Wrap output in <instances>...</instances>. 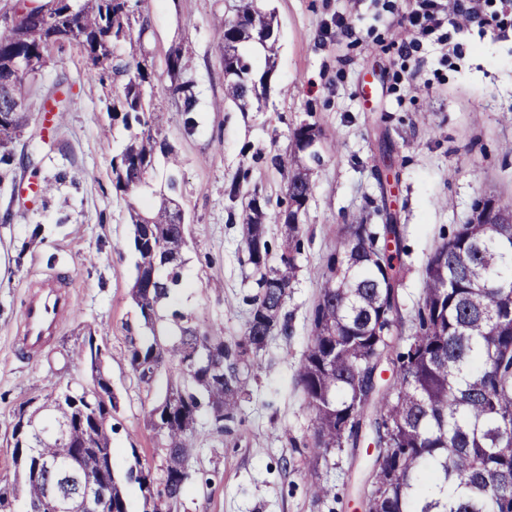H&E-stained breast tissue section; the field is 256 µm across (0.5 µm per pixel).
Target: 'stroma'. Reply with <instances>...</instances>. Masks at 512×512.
I'll use <instances>...</instances> for the list:
<instances>
[{
    "mask_svg": "<svg viewBox=\"0 0 512 512\" xmlns=\"http://www.w3.org/2000/svg\"><path fill=\"white\" fill-rule=\"evenodd\" d=\"M242 0H141L151 18L146 46L155 65L153 102L165 114L163 134L174 148L181 180L175 200L185 217L183 284L172 306L222 329L233 345L246 329L245 296L255 288L226 191L241 171L246 194L268 212L285 205L288 157L297 126L319 127L323 163L301 216L303 247L276 327L251 355L247 386L225 429L207 416L187 460L186 490L169 512H355L371 488L366 446L319 456L309 448L312 414L297 370L311 336L326 259L340 247L344 225L404 229L405 275L399 302L412 323L422 297L425 264L433 249L472 215L474 203L494 195L512 201V33H453L464 57L431 86L394 78L403 34L383 0H267L280 31L279 51L265 107L240 111L224 100L222 48L216 32ZM346 15L358 40L326 39L333 17ZM192 59L189 78L199 93L194 129L166 90L171 47ZM76 43L53 49L45 84L62 82L65 110L55 128L43 122L39 99L11 146L14 161L0 165V482L14 478L12 432L18 409L55 387L85 380L90 370L72 352L95 337L108 354L112 379L113 470L135 458L161 471L164 452L144 422L143 409L166 393L165 377L141 382L127 361V336L138 317L130 298L134 257L128 210L158 206L165 173L151 175L150 193L116 191L112 158L125 137L107 102L120 84L88 78ZM56 182L44 199L32 185ZM69 272L76 313L29 352L20 334L29 287L57 270ZM331 486L325 500L310 487Z\"/></svg>",
    "mask_w": 512,
    "mask_h": 512,
    "instance_id": "stroma-1",
    "label": "stroma"
}]
</instances>
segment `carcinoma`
Masks as SVG:
<instances>
[{"label": "carcinoma", "instance_id": "cac0c4a2", "mask_svg": "<svg viewBox=\"0 0 512 512\" xmlns=\"http://www.w3.org/2000/svg\"><path fill=\"white\" fill-rule=\"evenodd\" d=\"M16 24L0 23V164L10 165L7 148L28 124L26 103L34 96L58 110L59 85L40 84L50 52L73 40L89 61V78L122 83L106 104L121 119L126 140L112 157L113 184L136 192L168 162L162 113L153 103L154 71L148 64L149 16L135 0H46L30 9L14 0ZM223 50L225 99L238 109L266 101L275 67L278 28L274 14L256 0L246 3L218 31ZM264 58L259 68L256 55ZM189 60L178 46L166 59L170 99L187 114L196 111ZM320 129L304 124L293 131L288 202L274 217L281 226L282 254L272 256L266 208L257 196L244 200V172L233 179L228 199L242 208V239L257 293L248 299L250 319L233 354L222 331L201 325L179 309L160 305L182 284V251L187 244L181 210L161 194L149 212L130 209L135 275L130 290L138 327L148 337H129L127 360L146 384L164 372V398L145 409L165 449L166 480L150 494L142 470L112 473L108 459L67 460L66 442L90 437L93 447H112V414L104 403L84 402L78 387L55 390L29 414L23 445L11 456L14 479L0 486V512H52L57 499L76 503L94 496V512H129L123 492L135 485L163 512L182 496L176 480L180 463L195 447L196 417L224 411L234 420L246 386L245 356L262 349L280 322L288 288L296 276L302 225L283 214L305 210L313 192L312 174L322 160L303 153ZM512 201L494 196L476 201L470 220L438 245L425 268L418 323L405 337L399 305L404 273L398 224H347L340 249L331 254L312 319V336L298 379L313 414L314 455L357 447L363 426L375 433L377 448L393 454L372 459V488L364 512H512V457L499 449L512 443ZM394 241L396 249L389 248ZM393 366L381 377L382 362Z\"/></svg>", "mask_w": 512, "mask_h": 512}]
</instances>
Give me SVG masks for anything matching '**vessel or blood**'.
<instances>
[{
  "label": "vessel or blood",
  "instance_id": "obj_1",
  "mask_svg": "<svg viewBox=\"0 0 512 512\" xmlns=\"http://www.w3.org/2000/svg\"><path fill=\"white\" fill-rule=\"evenodd\" d=\"M74 306L58 279L41 281L22 307L24 342L28 347H39L47 336L53 335L66 317L72 316Z\"/></svg>",
  "mask_w": 512,
  "mask_h": 512
}]
</instances>
